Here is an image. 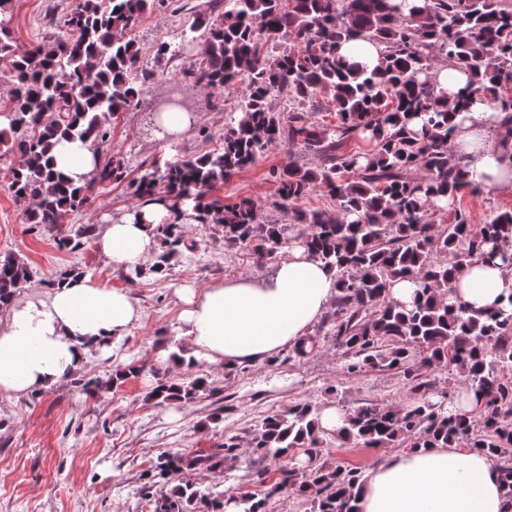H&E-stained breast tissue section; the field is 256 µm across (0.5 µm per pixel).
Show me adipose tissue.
<instances>
[{
	"mask_svg": "<svg viewBox=\"0 0 512 512\" xmlns=\"http://www.w3.org/2000/svg\"><path fill=\"white\" fill-rule=\"evenodd\" d=\"M505 113L483 98L452 121L448 143L476 187L512 194V136ZM59 169L75 183L95 168L88 144L55 149ZM151 202L104 226L95 249L117 269L144 265L155 240L151 226L169 218ZM449 302L470 310L493 307L512 292V267L478 259L453 282ZM181 321L190 348L214 368L255 364L306 337L330 308L336 279L305 247L293 246L264 280L238 277L198 290L179 288ZM142 311L127 292L89 276L16 301L0 317V394L23 396L51 387L79 369L90 350H112ZM357 512H512L502 492L500 470L484 453L464 448H416L391 454L363 474L355 490Z\"/></svg>",
	"mask_w": 512,
	"mask_h": 512,
	"instance_id": "ef3b65f1",
	"label": "adipose tissue"
}]
</instances>
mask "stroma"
I'll list each match as a JSON object with an SVG mask.
<instances>
[{
    "label": "stroma",
    "instance_id": "1",
    "mask_svg": "<svg viewBox=\"0 0 512 512\" xmlns=\"http://www.w3.org/2000/svg\"><path fill=\"white\" fill-rule=\"evenodd\" d=\"M74 5L75 0H10L0 20L17 48L27 50L49 38L50 8L64 14ZM192 20L191 12L177 11L170 0L137 21L130 36L140 46L144 62H152L156 43H169L175 55L164 66L175 78L148 85L139 107L111 120L112 147L124 158L127 179L96 187L87 207L70 215V223L91 221L101 227L129 213L139 201L132 196L128 180L139 177L153 159L172 160L207 150L200 128L222 132L224 110L233 107L234 96L211 97L200 89L185 88L179 77L189 61L203 56V38L191 29ZM173 96L193 106L194 121L170 140L160 135L152 119L156 108ZM303 159L300 152L273 147L214 194L228 204L252 199L264 217L276 219V174L289 162ZM18 161L15 155L0 157V255L11 253L28 262L33 292H48L49 280L76 269L128 290L140 307L141 320L113 352L90 353L78 371L84 382L107 378L117 367L137 359L147 367L107 394L59 381L31 395H0V512H153L156 495L187 481L227 496L254 492L256 472L264 464L253 456L248 441L265 416L297 402L317 409L332 404L342 410L364 403L387 408L410 402L398 369L364 364L349 370L348 357L328 338L303 358L287 348L274 359L233 369L171 364L169 353L175 343L185 340L177 288L191 284L201 289L243 276L260 280L269 275L271 264L257 263L247 251L215 238L208 227L191 224L187 234L197 241L196 250L178 257L164 278L146 276L127 284L119 270L105 264L94 245L62 251L54 232L26 223L24 204L8 190L9 170ZM456 206L469 213L472 223L481 224L494 213L512 210V195L485 189L464 194ZM190 373L207 377L210 393L185 406L146 401L157 375L173 379ZM227 432L242 442L238 461L227 462L216 472L158 473L162 452L208 449Z\"/></svg>",
    "mask_w": 512,
    "mask_h": 512
}]
</instances>
